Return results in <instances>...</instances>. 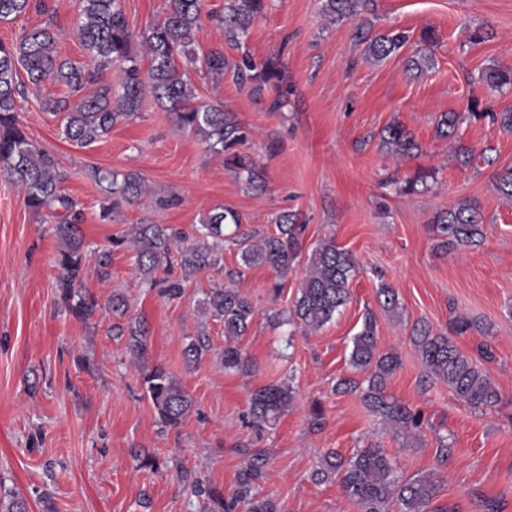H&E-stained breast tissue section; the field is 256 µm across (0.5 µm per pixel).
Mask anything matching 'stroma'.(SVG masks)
I'll return each instance as SVG.
<instances>
[{
  "mask_svg": "<svg viewBox=\"0 0 512 512\" xmlns=\"http://www.w3.org/2000/svg\"><path fill=\"white\" fill-rule=\"evenodd\" d=\"M59 34V48L82 61L78 0H46ZM322 0H271L251 26L246 48L258 61L279 57L288 98L271 111L273 90L259 94L232 78L212 83L184 63L199 97L221 101L251 131L245 147L266 182L264 193L247 190L222 158L206 151L173 115L145 98L137 118L122 121L89 147L67 141L60 120L44 110L63 86L46 83L39 95L19 97L22 128L68 174L64 187L84 214L85 262L96 249L132 224H169L192 230L211 210L230 207L242 227L265 234L272 219L296 213L305 230L302 255L325 240L351 252L359 270L349 283L350 301L319 329L293 320V301L304 263L280 274L266 266L247 270L233 246L224 248V269L198 274L179 300H167L143 282L132 252L112 256V281L85 285L99 302L123 294L132 316L149 329L147 361L163 367L191 396L181 425L163 428L142 388L138 365L123 340L109 332L108 317L82 322L57 300L58 243L43 216L29 210L21 189L0 177V483L41 512H197L198 502L181 480L197 474L232 496L252 456L265 460L261 496L277 512H360L337 482L316 483L312 474L326 453L350 458L370 444L383 448L398 475L435 474L436 504L449 512H512V200L495 187L497 171L512 166V133L489 120H468L452 138L436 134L443 112H467L471 101L486 111L512 109V88L494 90L479 81L487 68L512 67V0H374L373 30L405 31L410 42L375 63L354 37L356 23H330ZM484 27L488 36L470 42ZM434 32L432 58L422 75L408 71L424 29ZM398 123L421 150L397 158L380 132ZM471 151L458 157L457 145ZM144 175L152 195L102 219L103 192L93 170ZM430 172L425 186L403 195L385 186L389 176ZM178 201L162 208L157 197ZM477 202L484 236L476 244L441 246L431 226L437 212L462 201ZM242 271V287L255 315L239 346L250 373H228L217 360L224 346L222 322L201 316L203 291ZM395 288L396 312L378 301L381 284ZM377 323L380 351H395L401 366L386 391L421 413L419 431L401 433L372 415L357 392L340 393V379L363 380L349 363L352 338L366 313ZM464 315L480 323L455 337L458 349L476 356L489 343L484 362L501 394L496 407L478 410L446 384L431 379L412 342L423 323L444 333ZM211 350L193 366L183 351L198 332ZM291 382L295 400L269 431L249 426L252 393ZM321 408V420L312 417ZM448 443L438 463L439 443ZM154 452L157 471L141 468L134 449Z\"/></svg>",
  "mask_w": 512,
  "mask_h": 512,
  "instance_id": "obj_1",
  "label": "stroma"
}]
</instances>
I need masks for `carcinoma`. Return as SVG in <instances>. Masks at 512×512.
Segmentation results:
<instances>
[{"mask_svg":"<svg viewBox=\"0 0 512 512\" xmlns=\"http://www.w3.org/2000/svg\"><path fill=\"white\" fill-rule=\"evenodd\" d=\"M267 0H226L224 13L215 18L224 30L225 44L239 49L245 46L253 22L266 10ZM202 0H167L163 19L140 31L134 30L120 5V0H79L81 24L79 39L88 60L79 62L60 57L56 34L51 23L35 27L17 41L0 42V173L22 186L27 207L37 214L58 219L49 231L59 241L56 263L60 269L56 281L59 300L76 319L87 321L106 310L117 318L110 327L111 335L125 338L126 348L138 364L143 387L168 428L178 427L193 402L190 395L161 367L146 361L148 330L143 320L129 316L124 295L111 296L106 306L85 287V242L75 201L65 193L67 174L47 151L31 141L20 125L17 97L26 86L37 92L41 84L51 80L67 89V95L45 100L47 109L61 116L62 135L79 147H88L107 134L120 121L138 117L145 96L171 111L178 126L193 133L206 145V150L224 158V167L252 189L263 187L261 172L253 159L241 152L250 131L235 113L224 110L220 101L196 99L194 88L184 78L179 59L201 63L206 73L217 78L226 74L235 80L254 84V90H280L284 81L280 57L257 62L244 51L236 61L224 56V44L198 55L192 48L201 28ZM46 10L45 4L33 0H0V22L13 21L31 8ZM323 13L333 22L357 20L356 36L365 43V55L381 61L399 52L410 40L401 31L369 35L372 23L365 14L374 11L373 0H324ZM145 47L147 66H142L135 45ZM117 67V87L104 81V75ZM494 87L512 86V68L491 67L481 73ZM489 117L502 130L512 132V110L499 114L479 110L478 102L470 105L469 119ZM464 116L443 112L437 120V133L448 138L456 132ZM382 141L397 157L413 155L419 145L409 131L390 125L382 133ZM103 184L102 218L116 216L123 204L148 193L145 177L136 171L122 174L95 172ZM495 185L505 197L512 198V167L496 174ZM276 232H242L241 216L232 208L218 207L189 234L184 229L166 224H135L123 236L114 237L110 245L98 251L94 273L101 282L112 278V254L120 249L134 252L143 280L154 286L162 283L161 294L178 300L185 294V284L207 269L223 270L224 242L238 246L241 264L249 269L267 265L279 273L293 268L298 257L299 238L304 227L295 215L282 212L275 216ZM433 230L446 246H467L483 237L478 218V205L463 201L431 220ZM357 271L354 256L329 241L320 242L307 259L304 279L293 303V316L305 327L320 328L330 322L340 307L349 300V282ZM166 278L157 280V273ZM228 284H217L204 292L198 301L200 311L224 324V349L219 362L227 372H248L252 364L238 346L254 317L251 300L236 286V273H228ZM413 343L427 369L428 376L440 380L464 403L474 409L496 406L500 393L472 358L459 351L446 334H435L426 325L413 329ZM209 339L201 335L191 340L184 350L186 362L194 364L209 351ZM350 364L369 372L366 386L353 379H343L339 386L345 392L359 391L364 405L386 422L405 429L423 425L420 413L390 398L385 384L399 368L397 353L378 350L375 317L365 314L360 331L354 336ZM294 400V388L287 382L262 387L251 396L248 416L253 426L265 430L274 426L288 411ZM263 466L249 463L240 474L233 498L224 500V492L204 479L183 472L191 492L203 498L206 512H277L274 503L259 496L258 482ZM337 479L345 496L355 501L362 512H386L394 501L401 512H448L434 507L438 493L434 476L407 480L396 475L392 460L377 446L360 449L349 461L329 453L325 464L313 473V480L324 483Z\"/></svg>","mask_w":512,"mask_h":512,"instance_id":"carcinoma-1","label":"carcinoma"}]
</instances>
